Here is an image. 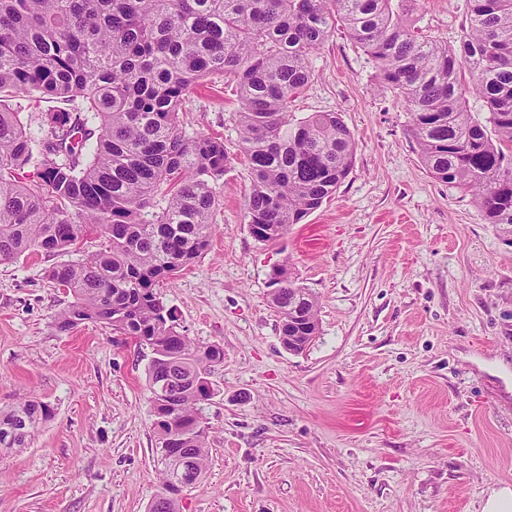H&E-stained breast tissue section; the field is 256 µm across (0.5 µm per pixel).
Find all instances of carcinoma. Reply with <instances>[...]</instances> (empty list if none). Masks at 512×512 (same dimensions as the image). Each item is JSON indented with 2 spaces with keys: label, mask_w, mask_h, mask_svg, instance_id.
<instances>
[{
  "label": "carcinoma",
  "mask_w": 512,
  "mask_h": 512,
  "mask_svg": "<svg viewBox=\"0 0 512 512\" xmlns=\"http://www.w3.org/2000/svg\"><path fill=\"white\" fill-rule=\"evenodd\" d=\"M404 0H0V263L70 252L91 235L103 247L60 262L49 281L72 295L56 326L105 323L154 349L148 367L159 509L179 512L175 466L185 448L202 478L208 426L199 406L224 350L176 330L158 288L209 246L224 138L188 134L180 112L208 79L233 85L252 174L247 223L281 239L331 197L355 159L334 112L296 120L311 56L337 24L374 63L379 87L410 114L421 159L436 180L470 192L487 224L512 226V0H467L457 46L413 30ZM488 110L471 117L463 75ZM56 102L33 132L22 102ZM271 301L302 351L317 336V300L279 268ZM178 376L170 396L158 384ZM51 414L26 400L0 409V448H23Z\"/></svg>",
  "instance_id": "cac0c4a2"
}]
</instances>
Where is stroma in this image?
I'll list each match as a JSON object with an SVG mask.
<instances>
[{
	"instance_id": "35a3bbf8",
	"label": "stroma",
	"mask_w": 512,
	"mask_h": 512,
	"mask_svg": "<svg viewBox=\"0 0 512 512\" xmlns=\"http://www.w3.org/2000/svg\"><path fill=\"white\" fill-rule=\"evenodd\" d=\"M466 0H415L419 36L459 45ZM293 113H337L355 137L335 194L264 244L232 87L192 91L187 133L223 135L209 249L161 294L179 332L224 350L201 406L209 463L180 512H482L512 487V226L431 177L402 100L337 27ZM57 259L0 264V407L52 413L0 450V512H149L160 491L149 348L102 323L59 331ZM318 301L299 353L280 339L274 268Z\"/></svg>"
}]
</instances>
